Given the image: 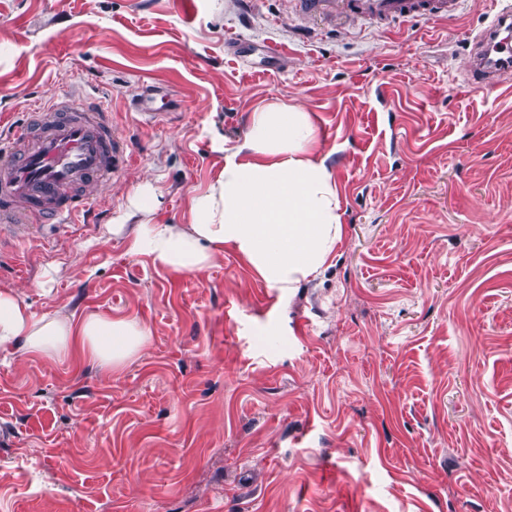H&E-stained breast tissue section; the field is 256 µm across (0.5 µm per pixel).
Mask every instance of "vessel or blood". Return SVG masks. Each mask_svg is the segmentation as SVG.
Returning a JSON list of instances; mask_svg holds the SVG:
<instances>
[{"label":"vessel or blood","mask_w":512,"mask_h":512,"mask_svg":"<svg viewBox=\"0 0 512 512\" xmlns=\"http://www.w3.org/2000/svg\"><path fill=\"white\" fill-rule=\"evenodd\" d=\"M308 18L361 16L380 23L419 17L445 18L456 0H295ZM512 26V0L493 15L475 38L469 72L479 83L501 84L512 74V43L499 42ZM129 161L127 142L102 102L84 104L65 97L36 108L0 146V227L24 221L32 226H64L91 202L87 181H109Z\"/></svg>","instance_id":"b4317fda"}]
</instances>
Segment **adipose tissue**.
I'll list each match as a JSON object with an SVG mask.
<instances>
[{
    "instance_id": "ef3b65f1",
    "label": "adipose tissue",
    "mask_w": 512,
    "mask_h": 512,
    "mask_svg": "<svg viewBox=\"0 0 512 512\" xmlns=\"http://www.w3.org/2000/svg\"><path fill=\"white\" fill-rule=\"evenodd\" d=\"M190 210L186 224H137L131 252L176 274H199L229 250L268 287L289 292L335 257L342 237L336 178L311 115L281 101L253 110L244 140L225 149ZM148 343L135 321L38 317L16 289H0V358L58 362L77 352L117 380Z\"/></svg>"
}]
</instances>
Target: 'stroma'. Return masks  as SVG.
<instances>
[{"label":"stroma","mask_w":512,"mask_h":512,"mask_svg":"<svg viewBox=\"0 0 512 512\" xmlns=\"http://www.w3.org/2000/svg\"><path fill=\"white\" fill-rule=\"evenodd\" d=\"M493 8L0 0V126L93 98L131 156L91 219L0 237V288L150 331L117 382L0 360V512H512V94L466 75ZM272 101L310 112L340 187L331 265L284 296L229 252L201 274L130 253L111 227L139 189L188 223ZM456 0H295L306 18L361 16L380 23L419 17L446 18L453 14Z\"/></svg>","instance_id":"1"}]
</instances>
